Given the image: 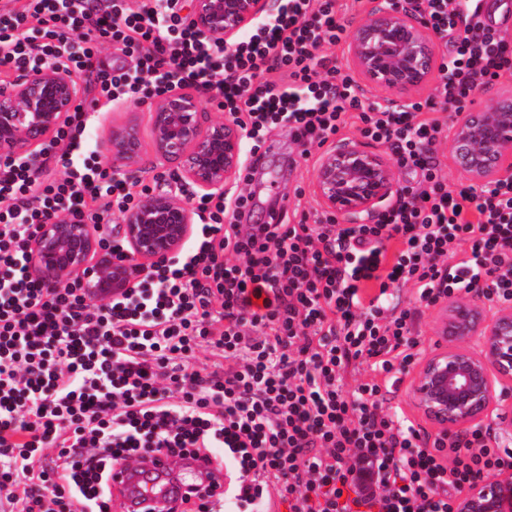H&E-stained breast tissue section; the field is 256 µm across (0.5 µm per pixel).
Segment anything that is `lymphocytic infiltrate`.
<instances>
[{
    "instance_id": "1",
    "label": "lymphocytic infiltrate",
    "mask_w": 512,
    "mask_h": 512,
    "mask_svg": "<svg viewBox=\"0 0 512 512\" xmlns=\"http://www.w3.org/2000/svg\"><path fill=\"white\" fill-rule=\"evenodd\" d=\"M178 4L1 7L0 67L85 75L96 111L181 85L221 98L252 141L246 173L262 165L270 127L288 123L308 149L352 115L418 181L360 224H248L250 196L231 212L199 197L192 253L98 303L83 280L49 288L25 264L51 217L108 224L134 204L96 155L73 161L86 112L42 147L40 173L0 159V512H112L114 464L157 450L216 459L238 512H256L269 476L289 512H458L476 482L512 472V448L478 426L430 434L389 403L424 353L425 309L477 283L512 306V179L448 184L436 151L446 113L512 77V41L472 0H417L444 52L432 93L398 110L323 52L346 43L363 0H285L223 48L200 40ZM105 44L131 66L105 68ZM205 353L217 361L204 373L194 362Z\"/></svg>"
}]
</instances>
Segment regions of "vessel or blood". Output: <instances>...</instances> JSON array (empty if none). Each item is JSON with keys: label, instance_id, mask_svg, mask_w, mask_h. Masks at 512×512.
Returning <instances> with one entry per match:
<instances>
[{"label": "vessel or blood", "instance_id": "vessel-or-blood-1", "mask_svg": "<svg viewBox=\"0 0 512 512\" xmlns=\"http://www.w3.org/2000/svg\"><path fill=\"white\" fill-rule=\"evenodd\" d=\"M482 17L512 22V0H480ZM228 477L209 461L154 451L127 456L112 469L113 512H167L187 493L222 495Z\"/></svg>", "mask_w": 512, "mask_h": 512}]
</instances>
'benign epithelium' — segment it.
<instances>
[{"instance_id": "obj_1", "label": "benign epithelium", "mask_w": 512, "mask_h": 512, "mask_svg": "<svg viewBox=\"0 0 512 512\" xmlns=\"http://www.w3.org/2000/svg\"><path fill=\"white\" fill-rule=\"evenodd\" d=\"M270 13L268 0H192L191 21L207 41L229 46ZM353 67L373 90L399 105L437 74L434 37L420 13L389 0L349 28ZM81 86L63 68L22 71L0 88V154L32 168L40 147L69 122ZM148 113L156 155L172 165L176 179L200 194L224 192L236 182L245 132L232 120L208 117L203 100L171 90L133 103ZM448 152L459 171L482 187L512 176V88L493 103L452 118ZM140 131L132 122H112L102 150L115 172L141 173ZM397 171L381 154L361 144H343L319 160L314 193L334 213L377 215L396 196ZM197 211L173 191H150L123 216L121 233L129 260L93 262L101 250L94 229L70 216L52 217L27 244L30 269L49 287L94 276L116 294L134 287L150 266L177 257L191 239ZM440 345L426 359L413 387L416 406L438 426L453 430L491 422L512 432V409L502 405L512 389V308L493 306L474 289L448 299L435 324ZM459 512H512V482L492 479L473 486Z\"/></svg>"}]
</instances>
